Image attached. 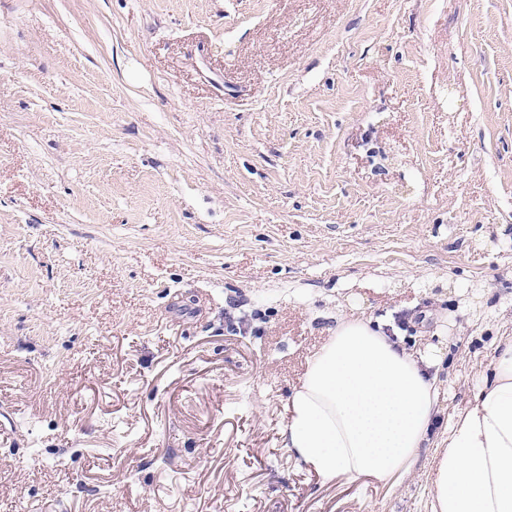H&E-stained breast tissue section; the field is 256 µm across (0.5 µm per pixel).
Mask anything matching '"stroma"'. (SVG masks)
I'll return each instance as SVG.
<instances>
[{"mask_svg":"<svg viewBox=\"0 0 512 512\" xmlns=\"http://www.w3.org/2000/svg\"><path fill=\"white\" fill-rule=\"evenodd\" d=\"M353 314L435 357L392 484L282 442ZM510 338L512 0H0V512H429Z\"/></svg>","mask_w":512,"mask_h":512,"instance_id":"stroma-1","label":"stroma"}]
</instances>
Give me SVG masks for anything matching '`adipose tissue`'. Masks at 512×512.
<instances>
[{
  "instance_id": "ef3b65f1",
  "label": "adipose tissue",
  "mask_w": 512,
  "mask_h": 512,
  "mask_svg": "<svg viewBox=\"0 0 512 512\" xmlns=\"http://www.w3.org/2000/svg\"><path fill=\"white\" fill-rule=\"evenodd\" d=\"M436 381L370 322L343 318L290 400L284 445L318 475L408 476ZM430 512H512V340L434 456Z\"/></svg>"
}]
</instances>
